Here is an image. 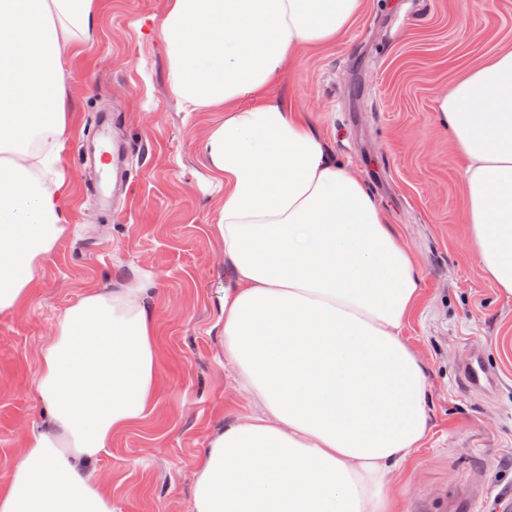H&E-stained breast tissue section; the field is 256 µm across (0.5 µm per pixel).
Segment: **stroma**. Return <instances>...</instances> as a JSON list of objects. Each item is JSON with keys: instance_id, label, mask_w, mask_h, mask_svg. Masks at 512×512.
I'll return each mask as SVG.
<instances>
[{"instance_id": "obj_1", "label": "stroma", "mask_w": 512, "mask_h": 512, "mask_svg": "<svg viewBox=\"0 0 512 512\" xmlns=\"http://www.w3.org/2000/svg\"><path fill=\"white\" fill-rule=\"evenodd\" d=\"M97 34L65 58L71 131L62 153L74 202L70 231L41 267L30 301L0 316V486L22 438L40 423L38 351L85 289L150 276L159 339L156 409L113 438L95 464L117 512H187L193 462L225 415L246 400L224 368L220 192L203 152L220 112H186L167 83V0H98ZM512 44V0H366L335 44L301 51L273 91L308 113L367 183L413 250L421 303L405 329L430 383L428 440L392 482L402 512H449L459 492L474 512L512 500V302L499 298L466 247L463 159L436 122V96ZM120 114L127 195L104 206L88 154L101 113ZM477 351L495 374L466 388ZM462 372L468 383V388L490 391L496 383L495 376L489 372L483 361L470 356L462 364Z\"/></svg>"}]
</instances>
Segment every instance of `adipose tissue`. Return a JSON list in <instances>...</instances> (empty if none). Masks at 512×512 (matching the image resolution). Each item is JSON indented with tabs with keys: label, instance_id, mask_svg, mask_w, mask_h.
<instances>
[{
	"label": "adipose tissue",
	"instance_id": "adipose-tissue-1",
	"mask_svg": "<svg viewBox=\"0 0 512 512\" xmlns=\"http://www.w3.org/2000/svg\"><path fill=\"white\" fill-rule=\"evenodd\" d=\"M364 0H169L168 85L184 111L223 109L203 150L224 187L231 276L224 363L250 406L215 426L189 512H395L388 474L425 443L427 375L402 332L422 294L413 258L349 164L269 88L300 49L335 42ZM97 0H0V314L31 294L67 226L63 58ZM466 162L468 244L512 301V47L435 100ZM151 280L90 288L42 345L46 411L0 489V512H114L93 477L159 384Z\"/></svg>",
	"mask_w": 512,
	"mask_h": 512
}]
</instances>
